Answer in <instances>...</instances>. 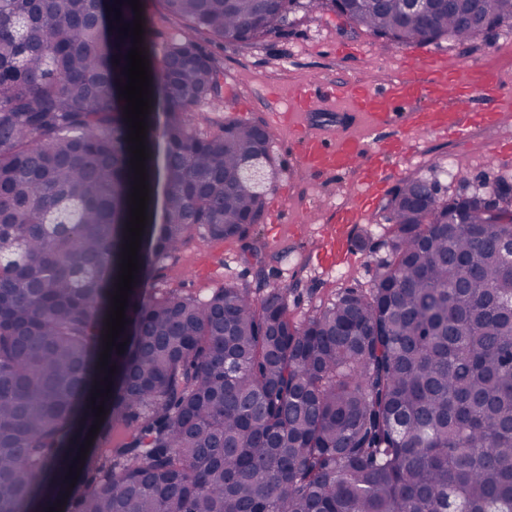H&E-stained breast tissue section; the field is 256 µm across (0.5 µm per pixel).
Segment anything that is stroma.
Returning <instances> with one entry per match:
<instances>
[{
    "mask_svg": "<svg viewBox=\"0 0 512 512\" xmlns=\"http://www.w3.org/2000/svg\"><path fill=\"white\" fill-rule=\"evenodd\" d=\"M197 43L218 59L224 68L228 106L250 120L271 122L265 98L266 83H277L283 99L312 78L333 83L339 79L370 86L382 84L411 58L435 57L454 66L498 68L503 83L512 88V30L503 29L476 44L445 41L413 48L384 47L373 36L351 32L335 15H297L288 25L263 41L240 47L217 45L205 35ZM350 47L351 54L337 58V45ZM272 150L279 176L266 192L269 209L287 207L288 229L272 235L268 224L257 234L267 244L263 262L251 256L247 242L216 243L193 235L175 263L163 272L164 280L184 291L201 296L223 286L225 281H253L257 266H264L275 283L302 280L303 286L288 296V310L302 320L341 287L369 288L379 261L388 254V225L379 221L382 200H375L364 219L351 230L354 257L350 263L330 269L318 265L310 235L319 234L335 222L352 185L346 176L310 174L299 163L288 136L273 130ZM452 164L462 180L438 177L439 194L448 197L469 193L482 186L512 179V154L499 148L496 140L474 135L465 143L430 133H419L406 155L388 164L389 186H396L413 173L431 174L434 166Z\"/></svg>",
    "mask_w": 512,
    "mask_h": 512,
    "instance_id": "1",
    "label": "stroma"
}]
</instances>
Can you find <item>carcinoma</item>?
Returning <instances> with one entry per match:
<instances>
[{"label": "carcinoma", "mask_w": 512, "mask_h": 512, "mask_svg": "<svg viewBox=\"0 0 512 512\" xmlns=\"http://www.w3.org/2000/svg\"><path fill=\"white\" fill-rule=\"evenodd\" d=\"M456 2L423 24L399 0H162L186 30L159 56L141 13L147 220L124 353L104 366L134 185L119 28L135 13L0 0V237L16 250L0 258V512H512V181L444 199L403 178L373 286L301 321V281L273 285L262 265L206 298L158 285L194 232L244 240L265 217L240 169L272 134L196 125L225 97L195 34L249 45L300 12L406 48L512 27V0ZM101 401L76 496L68 448Z\"/></svg>", "instance_id": "carcinoma-1"}]
</instances>
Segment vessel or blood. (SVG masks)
Listing matches in <instances>:
<instances>
[{
  "label": "vessel or blood",
  "instance_id": "b4317fda",
  "mask_svg": "<svg viewBox=\"0 0 512 512\" xmlns=\"http://www.w3.org/2000/svg\"><path fill=\"white\" fill-rule=\"evenodd\" d=\"M408 70V76L390 78L377 88L346 80L330 85L308 82L286 109L277 107L275 88L265 92L274 106V124L288 131L300 164L318 174L354 177L349 208L318 240L315 257L321 266H334L347 252L351 226L381 195L386 183L384 164L405 154L409 134L427 130L464 142L478 129L499 127L506 112L512 111V92L495 72L467 73L437 60L420 59L410 61ZM319 107L364 122L367 138L348 131L332 140L314 134L309 115Z\"/></svg>",
  "mask_w": 512,
  "mask_h": 512
}]
</instances>
